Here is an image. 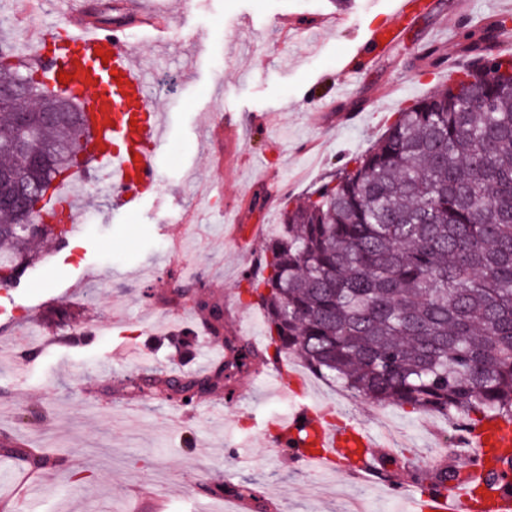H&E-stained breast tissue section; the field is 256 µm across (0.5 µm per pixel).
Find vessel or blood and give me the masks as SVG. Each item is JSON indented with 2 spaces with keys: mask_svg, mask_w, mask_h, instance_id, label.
<instances>
[{
  "mask_svg": "<svg viewBox=\"0 0 512 512\" xmlns=\"http://www.w3.org/2000/svg\"><path fill=\"white\" fill-rule=\"evenodd\" d=\"M67 6L68 30L64 51L50 67V85L62 91L81 89L80 108L84 121L94 131L93 154L109 171L113 196L120 207L137 208L146 189L156 181V149L164 134L162 117L154 108L149 84L131 66V52L122 29H107L90 19L80 0H63ZM394 17L371 27L336 81L347 85L354 75L367 72L379 54L399 44L404 24L411 20L415 0H396ZM67 74L59 82V74ZM316 432L318 454L301 455L304 464H335L350 458L365 460L378 441L368 432L352 433L333 423L321 422L319 413L298 409L279 426L282 436L291 437L298 427ZM468 448L465 482L431 499V512H512V490L488 488L494 456L512 455V440L501 438L497 423L485 425L480 435H465Z\"/></svg>",
  "mask_w": 512,
  "mask_h": 512,
  "instance_id": "1",
  "label": "vessel or blood"
}]
</instances>
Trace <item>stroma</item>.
<instances>
[{"instance_id":"35a3bbf8","label":"stroma","mask_w":512,"mask_h":512,"mask_svg":"<svg viewBox=\"0 0 512 512\" xmlns=\"http://www.w3.org/2000/svg\"><path fill=\"white\" fill-rule=\"evenodd\" d=\"M13 2L0 0L2 41L20 45L61 21L60 0H36L22 14ZM175 2L140 0L166 14V38L127 30L165 125L156 193L137 209L118 208L104 170L91 165L82 177L89 202L67 243H46L22 276L41 289H13L12 314H0V431L68 460L19 500L22 472L0 455V512H156L157 499L163 512H227L235 498L213 486L243 482L270 512H346L357 500L370 512H407L388 487L409 481V470L385 480L344 462L313 475L276 446L275 424L301 403L335 409L426 467L437 445L427 416L365 402L292 358L288 388L244 377L232 384L234 404L222 394L192 407L134 399L122 383L202 377L207 360H223L219 344L188 361L165 344L199 323L182 296L205 293L223 306L225 330L261 335L265 314L246 294L243 272L276 235L289 201L372 145L395 112L454 79L470 62L461 32L512 17V0H464V18L448 22L452 0H426L393 53L370 77L352 79L345 96L334 85L343 59L363 29L389 20L393 0H350L351 24L336 27L327 23L338 14L332 0H194L186 14ZM284 17L291 30L280 26ZM228 123L239 136L231 168ZM174 211L187 219L176 232ZM31 340L45 341L42 354L18 360L16 349Z\"/></svg>"}]
</instances>
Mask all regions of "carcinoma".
I'll use <instances>...</instances> for the list:
<instances>
[{
  "label": "carcinoma",
  "instance_id": "cac0c4a2",
  "mask_svg": "<svg viewBox=\"0 0 512 512\" xmlns=\"http://www.w3.org/2000/svg\"><path fill=\"white\" fill-rule=\"evenodd\" d=\"M507 20L461 37L473 64L430 95L397 113L364 152L283 214L265 241L246 293L266 317L268 343L258 349L226 336V360L213 375L154 376L131 382L132 396L194 401L283 356L378 405L437 413L472 427L512 424V52L493 50ZM34 73L0 42V81ZM29 148L75 141L71 116L39 122ZM80 163L59 154L33 174L53 187ZM41 226L22 232L19 210L0 209V267L20 278L37 240L54 238L45 224L58 212H29ZM210 330L224 310L196 297ZM0 453L35 468L58 459L35 454L5 436ZM460 471L449 462L416 469L431 493L448 489ZM221 494L254 500L247 484H220Z\"/></svg>",
  "mask_w": 512,
  "mask_h": 512
}]
</instances>
